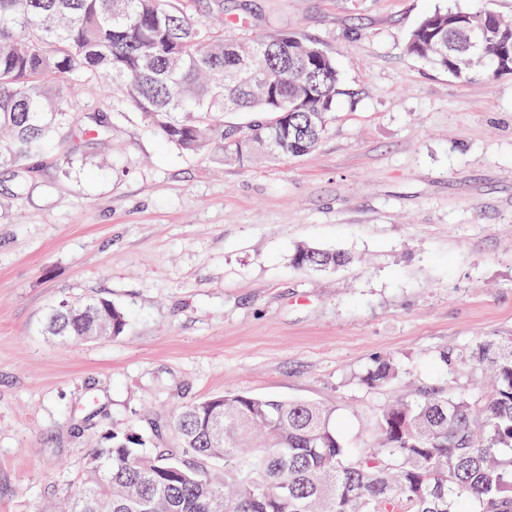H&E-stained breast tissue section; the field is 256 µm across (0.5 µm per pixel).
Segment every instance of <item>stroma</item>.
I'll use <instances>...</instances> for the list:
<instances>
[{"mask_svg": "<svg viewBox=\"0 0 512 512\" xmlns=\"http://www.w3.org/2000/svg\"><path fill=\"white\" fill-rule=\"evenodd\" d=\"M481 6L512 17V0H195L227 36L297 31L343 60L312 154L184 156L128 111L26 186L0 168V512L75 491L104 431L228 389L333 407L363 448L391 401L485 385L460 356L512 334V75L466 83L405 51L428 12ZM300 245L351 261L300 272ZM89 296L126 309L121 336L43 333ZM385 356L399 376L362 384Z\"/></svg>", "mask_w": 512, "mask_h": 512, "instance_id": "35a3bbf8", "label": "stroma"}]
</instances>
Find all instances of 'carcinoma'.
<instances>
[{
    "instance_id": "1",
    "label": "carcinoma",
    "mask_w": 512,
    "mask_h": 512,
    "mask_svg": "<svg viewBox=\"0 0 512 512\" xmlns=\"http://www.w3.org/2000/svg\"><path fill=\"white\" fill-rule=\"evenodd\" d=\"M408 55L469 82L512 71V21L485 8H438L405 44ZM109 78L98 117L69 102L75 81ZM341 69L296 33L250 42L224 38L185 0H0V167L23 185L39 163L67 159L74 135L105 138L127 106L178 151L218 143L246 164L313 152L329 130ZM226 112H251L243 129ZM282 144L271 152V141ZM348 256L301 246L300 270ZM48 331L72 344L118 337L125 311L105 298L63 302ZM469 361L489 368L492 388L471 398L431 387L376 418L370 448H351L335 411L305 401L227 390L183 403L147 432H105L79 488L60 512H512V335L486 336ZM399 373L377 358L370 387ZM164 441L167 448L149 443Z\"/></svg>"
}]
</instances>
